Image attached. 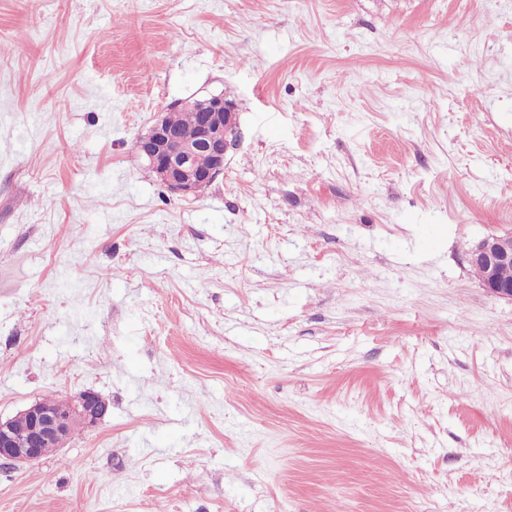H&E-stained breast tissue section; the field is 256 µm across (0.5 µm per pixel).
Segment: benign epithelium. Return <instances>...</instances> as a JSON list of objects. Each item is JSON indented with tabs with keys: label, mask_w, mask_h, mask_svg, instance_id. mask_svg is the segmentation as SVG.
I'll return each mask as SVG.
<instances>
[{
	"label": "benign epithelium",
	"mask_w": 512,
	"mask_h": 512,
	"mask_svg": "<svg viewBox=\"0 0 512 512\" xmlns=\"http://www.w3.org/2000/svg\"><path fill=\"white\" fill-rule=\"evenodd\" d=\"M176 107L198 112L196 138L190 142L181 139L164 115L136 138L134 149L169 192L194 196L224 174L226 157L240 140L235 103L218 94L182 101ZM200 153L210 158L206 168L195 163ZM467 261L489 295L512 301V280L501 276L504 268L512 266V232L484 237L468 252ZM106 414L107 408L99 405L97 393L91 390L62 403L36 401L12 417H0V461L35 463L41 459L42 449L65 447L73 424L94 427Z\"/></svg>",
	"instance_id": "benign-epithelium-1"
}]
</instances>
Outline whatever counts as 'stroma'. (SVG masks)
Wrapping results in <instances>:
<instances>
[{"mask_svg": "<svg viewBox=\"0 0 512 512\" xmlns=\"http://www.w3.org/2000/svg\"><path fill=\"white\" fill-rule=\"evenodd\" d=\"M510 231L512 0H0V416L110 403L0 512H512ZM175 106L198 112L196 138L190 142L181 139L164 115L136 138L134 149L169 192L182 197L195 196L224 173L226 157L240 140L235 103L218 94L182 101ZM199 153L209 156V167L197 166L195 157ZM468 264L477 274L486 292L496 298L512 301V232L491 234L481 239L469 252Z\"/></svg>", "mask_w": 512, "mask_h": 512, "instance_id": "1", "label": "stroma"}]
</instances>
